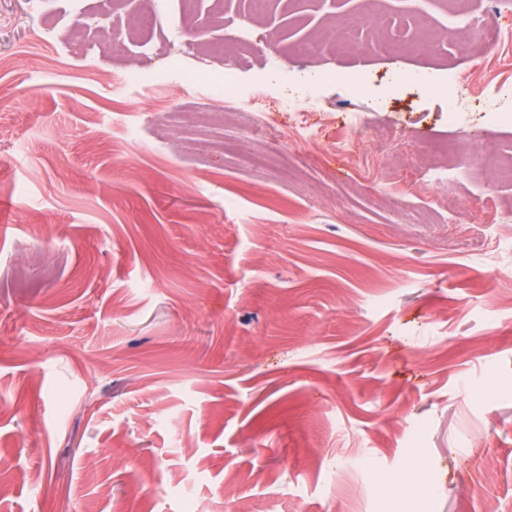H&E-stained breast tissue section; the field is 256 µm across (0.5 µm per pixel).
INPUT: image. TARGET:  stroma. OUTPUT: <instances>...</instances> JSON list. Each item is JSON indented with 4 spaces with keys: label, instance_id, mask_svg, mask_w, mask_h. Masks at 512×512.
I'll use <instances>...</instances> for the list:
<instances>
[{
    "label": "stroma",
    "instance_id": "35a3bbf8",
    "mask_svg": "<svg viewBox=\"0 0 512 512\" xmlns=\"http://www.w3.org/2000/svg\"><path fill=\"white\" fill-rule=\"evenodd\" d=\"M381 2L0 0V512H512V0ZM462 18L466 23L461 28L473 30L479 41L494 44L501 38L503 30L497 24L495 25L489 16L469 13Z\"/></svg>",
    "mask_w": 512,
    "mask_h": 512
}]
</instances>
